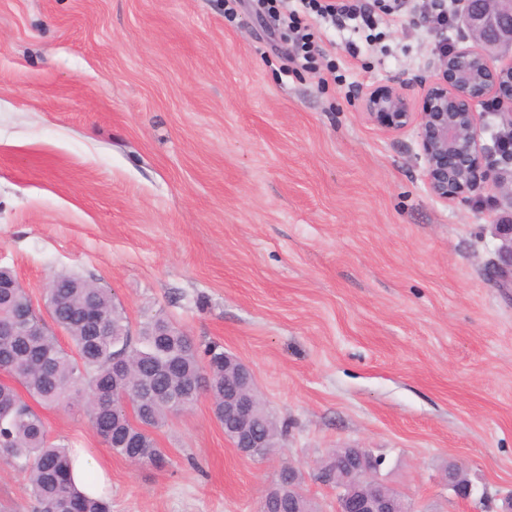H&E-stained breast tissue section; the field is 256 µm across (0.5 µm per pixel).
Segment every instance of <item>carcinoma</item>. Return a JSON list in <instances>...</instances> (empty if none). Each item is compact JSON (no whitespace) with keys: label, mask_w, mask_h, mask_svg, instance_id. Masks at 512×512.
<instances>
[{"label":"carcinoma","mask_w":512,"mask_h":512,"mask_svg":"<svg viewBox=\"0 0 512 512\" xmlns=\"http://www.w3.org/2000/svg\"><path fill=\"white\" fill-rule=\"evenodd\" d=\"M47 290V307L73 343L65 349L33 311L22 288H0V322L25 309L30 318L13 336L0 335V356L10 380L0 381V457L23 474L34 512H110L99 496L79 490L72 449L53 443L30 402L59 406L84 400L103 443L126 460L162 468L167 460L151 433L168 418L207 398L224 421V348L201 344L168 319L154 316L131 332L112 294L81 277L60 274ZM123 365V370L116 369ZM195 382L182 405L169 399ZM139 438L147 447L129 448Z\"/></svg>","instance_id":"1"}]
</instances>
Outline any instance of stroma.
<instances>
[{
	"label": "stroma",
	"mask_w": 512,
	"mask_h": 512,
	"mask_svg": "<svg viewBox=\"0 0 512 512\" xmlns=\"http://www.w3.org/2000/svg\"><path fill=\"white\" fill-rule=\"evenodd\" d=\"M253 0H0V266L38 314L76 273L131 324L161 314L251 368L286 433L242 456L208 399L153 437L164 468L102 443L82 402L42 409L52 441L87 449L112 512H260L282 463L318 512L313 465L385 455L381 479L419 512H503L512 491V293L488 278L512 212L428 190L416 128L358 109L404 84L418 103L439 35L396 16L358 58L319 29L337 79L292 73ZM460 467L491 502L442 483ZM0 460V512H32Z\"/></svg>",
	"instance_id": "obj_1"
}]
</instances>
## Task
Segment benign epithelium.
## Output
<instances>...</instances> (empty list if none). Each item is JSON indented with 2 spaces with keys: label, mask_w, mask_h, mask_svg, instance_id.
Returning a JSON list of instances; mask_svg holds the SVG:
<instances>
[{
  "label": "benign epithelium",
  "mask_w": 512,
  "mask_h": 512,
  "mask_svg": "<svg viewBox=\"0 0 512 512\" xmlns=\"http://www.w3.org/2000/svg\"><path fill=\"white\" fill-rule=\"evenodd\" d=\"M458 25L465 45L440 56L438 75L424 79L418 108H413L403 85L394 84L360 97L366 117L392 132L413 125L418 130L419 158L429 192L443 201L469 204L487 187L512 205V161H496L502 140L512 141V86L500 81L512 73V0H459ZM491 101L499 107L496 122L482 124L478 108ZM490 132L483 141L482 131ZM500 240L491 269L495 284L512 290V224L495 225ZM235 365L241 385L224 392V436L236 448H266L258 431L251 395L253 374L239 359L224 354V366ZM347 467H338L339 453H330V466L317 467L315 480L334 496L335 512H413L405 495L386 489L379 477L382 458L366 448L349 453ZM448 489L463 501L475 495L473 485L451 476ZM307 496L305 478L288 469V497Z\"/></svg>",
  "instance_id": "7a95c632"
}]
</instances>
